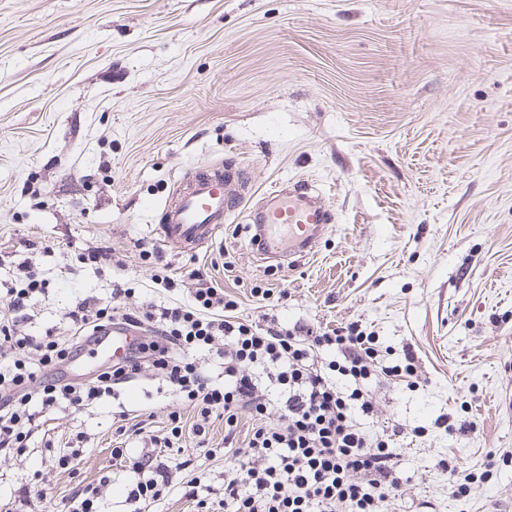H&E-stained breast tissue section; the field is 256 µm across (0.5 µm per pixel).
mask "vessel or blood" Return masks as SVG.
I'll return each instance as SVG.
<instances>
[{"mask_svg": "<svg viewBox=\"0 0 512 512\" xmlns=\"http://www.w3.org/2000/svg\"><path fill=\"white\" fill-rule=\"evenodd\" d=\"M233 178L222 165L197 174L187 191L169 204L161 233L166 243L205 244L220 224L226 223L237 206L226 192ZM270 205L255 219L260 250L271 256L305 250L314 236L333 221L330 209L315 202L305 185L276 189L269 195Z\"/></svg>", "mask_w": 512, "mask_h": 512, "instance_id": "obj_1", "label": "vessel or blood"}]
</instances>
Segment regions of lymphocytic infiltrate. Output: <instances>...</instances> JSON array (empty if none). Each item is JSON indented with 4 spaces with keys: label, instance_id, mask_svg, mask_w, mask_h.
<instances>
[{
    "label": "lymphocytic infiltrate",
    "instance_id": "f902f5d3",
    "mask_svg": "<svg viewBox=\"0 0 512 512\" xmlns=\"http://www.w3.org/2000/svg\"><path fill=\"white\" fill-rule=\"evenodd\" d=\"M189 276L198 287L188 300L168 304L132 305L130 289L114 282L108 300L87 297L67 312L63 340L51 329L25 333L32 299L49 294L46 278L25 267L23 287L7 288L8 311L0 315V453L24 454L44 414L57 406L82 409L150 369L194 416L189 423L170 412L160 449L175 448L187 433L205 435L213 420L224 422V492L197 500V512H383L401 481L393 439L361 430L353 412H370L376 370L416 377L412 349L404 348L402 363L386 367L378 341L360 325L331 334L298 324L260 325L240 317L237 301L223 289L205 284L201 269ZM115 322L147 325L153 334L136 341L125 360L103 362L87 380L69 378L70 366ZM201 352L223 368V382L203 371ZM257 365L266 383L253 376ZM339 375L352 381L350 393L337 390ZM244 414L252 425L241 436ZM132 470L141 479L128 499L140 512L175 488L173 468L158 451L139 458Z\"/></svg>",
    "mask_w": 512,
    "mask_h": 512
}]
</instances>
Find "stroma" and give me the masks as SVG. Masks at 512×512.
<instances>
[{
	"label": "stroma",
	"mask_w": 512,
	"mask_h": 512,
	"mask_svg": "<svg viewBox=\"0 0 512 512\" xmlns=\"http://www.w3.org/2000/svg\"><path fill=\"white\" fill-rule=\"evenodd\" d=\"M251 190L213 242L162 244L174 188L214 163ZM310 185L335 221L308 250L252 251L250 218L276 185ZM110 247L137 300L160 266H206L249 320L331 331L361 324L419 383L378 376L364 431L400 427L408 482L385 512H512V0H0V286L33 264L49 281L26 330L60 325L108 295L112 270L81 264ZM271 289L270 299L253 288ZM137 411L130 456L192 411L145 371L113 398L55 412L24 461L0 459V498L43 474L15 512H62L85 485L103 512H130L136 476L115 462L112 411ZM443 414L466 433L434 428ZM428 428L425 437L417 427ZM81 441L58 467L44 437ZM224 422L183 441L185 481L224 489ZM480 474L448 494L439 460Z\"/></svg>",
	"instance_id": "obj_1"
}]
</instances>
